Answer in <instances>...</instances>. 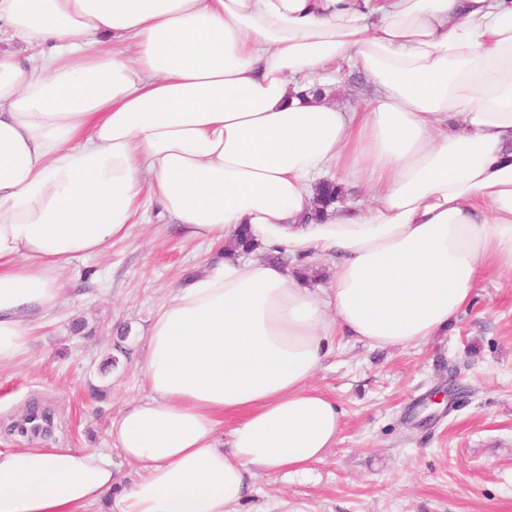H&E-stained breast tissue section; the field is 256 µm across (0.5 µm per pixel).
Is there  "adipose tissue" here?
I'll use <instances>...</instances> for the list:
<instances>
[{
	"instance_id": "ef3b65f1",
	"label": "adipose tissue",
	"mask_w": 512,
	"mask_h": 512,
	"mask_svg": "<svg viewBox=\"0 0 512 512\" xmlns=\"http://www.w3.org/2000/svg\"><path fill=\"white\" fill-rule=\"evenodd\" d=\"M0 368L61 271L159 206L181 241L247 227L295 267L226 252L155 313L149 390L110 426L138 467L0 449V512H238L307 472L342 419L311 379L337 337L430 339L512 272V0H0ZM361 68L373 102L331 103ZM363 201L312 219L323 177ZM334 258L329 289L300 271ZM236 416L224 429L225 416Z\"/></svg>"
}]
</instances>
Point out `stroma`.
<instances>
[{
	"instance_id": "1",
	"label": "stroma",
	"mask_w": 512,
	"mask_h": 512,
	"mask_svg": "<svg viewBox=\"0 0 512 512\" xmlns=\"http://www.w3.org/2000/svg\"><path fill=\"white\" fill-rule=\"evenodd\" d=\"M369 98L366 76L341 67L332 101L352 109ZM223 257L168 235L152 211L126 239L74 260L59 311L40 319L24 362L0 371V448L102 451L127 482L135 468L108 429L147 395L151 321ZM312 384L341 412L335 448L306 476L257 477L243 512H512V273L486 275L456 324L428 341L340 342ZM33 403L54 416L49 436L11 429Z\"/></svg>"
}]
</instances>
